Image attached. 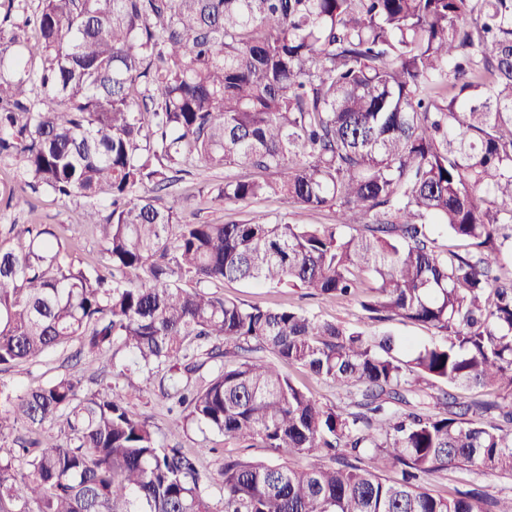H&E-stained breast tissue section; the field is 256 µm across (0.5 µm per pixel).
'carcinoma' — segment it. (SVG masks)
<instances>
[{"label":"carcinoma","instance_id":"carcinoma-1","mask_svg":"<svg viewBox=\"0 0 512 512\" xmlns=\"http://www.w3.org/2000/svg\"><path fill=\"white\" fill-rule=\"evenodd\" d=\"M3 6L0 159L84 199L104 262L65 261L48 224L0 244V371L72 342L91 362L123 351L147 382L168 373L183 424L322 462L226 455L219 511L198 454L160 443L123 395L84 391L82 367L0 383V436L65 424L0 454V512H512V493L425 486L448 469L512 477V0ZM22 25L25 60L11 57ZM191 168L228 171L226 204L278 198L336 222H185L158 201ZM440 233L466 249L440 250ZM225 281L352 297L441 341L402 355L389 334L207 291ZM268 359L273 361L278 368L287 374L296 384L310 390L313 396L324 405H336L338 403L336 389L311 377L305 370L298 367H290L275 360L271 355Z\"/></svg>","mask_w":512,"mask_h":512}]
</instances>
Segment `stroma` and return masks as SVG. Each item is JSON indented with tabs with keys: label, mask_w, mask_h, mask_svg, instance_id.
I'll return each mask as SVG.
<instances>
[{
	"label": "stroma",
	"mask_w": 512,
	"mask_h": 512,
	"mask_svg": "<svg viewBox=\"0 0 512 512\" xmlns=\"http://www.w3.org/2000/svg\"><path fill=\"white\" fill-rule=\"evenodd\" d=\"M224 170H209L201 174L185 176L170 188L164 196L165 206L174 208L186 220L198 224H224L240 222L260 211L269 221H288L291 224H331L335 213L329 209L307 210L280 200L261 201L252 204H227L215 198L210 188L223 183ZM32 208L8 209L0 205V227L7 224H51L65 237L71 238L73 246L68 259L77 264H87L99 258V233L95 226L84 223L83 204L79 201H64L44 190L31 193ZM221 295L234 297L247 305L261 307L293 306L321 319L342 325L360 326L367 334L386 332L399 342H412L422 346L435 341L432 330L405 320L394 319L383 323L370 321L352 300H326L306 295L296 288H266L244 283H227L220 286ZM75 345H67L48 351L39 360L24 364L11 371L0 373V382L19 388L34 387L66 373L74 363ZM87 388L96 390L112 383L128 395V408L139 418L148 419L155 427L159 440L165 444H179L183 448H202L206 454L201 467L216 472L220 460L217 448L223 447L224 438L204 425L178 427L167 412L169 401L163 397L159 383L144 384L137 372H128L126 377L114 378L111 359L94 363L87 370ZM473 482L484 486L489 492L511 491L512 478L468 474L448 470L431 476L428 485L440 493H448L464 483Z\"/></svg>",
	"instance_id": "35a3bbf8"
}]
</instances>
